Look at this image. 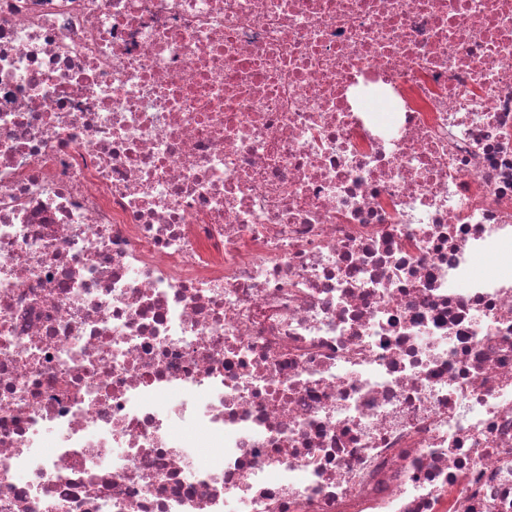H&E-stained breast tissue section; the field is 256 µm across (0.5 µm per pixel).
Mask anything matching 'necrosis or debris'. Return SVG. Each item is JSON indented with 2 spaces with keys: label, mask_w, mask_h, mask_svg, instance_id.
Wrapping results in <instances>:
<instances>
[{
  "label": "necrosis or debris",
  "mask_w": 512,
  "mask_h": 512,
  "mask_svg": "<svg viewBox=\"0 0 512 512\" xmlns=\"http://www.w3.org/2000/svg\"><path fill=\"white\" fill-rule=\"evenodd\" d=\"M0 512H512V0H0Z\"/></svg>",
  "instance_id": "1"
}]
</instances>
